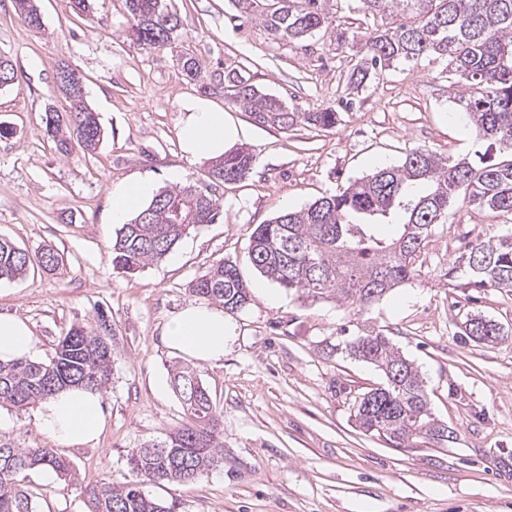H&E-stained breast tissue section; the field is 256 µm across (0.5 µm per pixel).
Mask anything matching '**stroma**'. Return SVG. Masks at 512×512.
Returning <instances> with one entry per match:
<instances>
[{"instance_id":"stroma-1","label":"stroma","mask_w":512,"mask_h":512,"mask_svg":"<svg viewBox=\"0 0 512 512\" xmlns=\"http://www.w3.org/2000/svg\"><path fill=\"white\" fill-rule=\"evenodd\" d=\"M43 26L30 30L0 0V56L13 84L0 88V235L29 254L56 246L64 267L0 281V314L27 321L33 360L52 354L71 326L96 324L105 312L116 330L117 360L104 395L107 425L98 443L59 448L79 481L125 480L126 456L165 437L184 420L170 388L179 357L163 345L167 319L191 301L192 282L218 261L237 265L249 288L264 287L243 311L228 314L235 336L216 365L195 371L224 413V462L191 483L147 485L176 512H512V337L494 346L458 333L466 314L512 328V290L449 287L448 265L468 245L504 233V217L457 202L422 253L418 277L377 303L353 309L335 299L311 302L283 291L250 263V236L284 210H300L349 180L398 163L424 147L443 156L473 152L475 135L460 100L468 86L442 66L400 64L363 83L350 81L372 19L340 10L347 40L320 32L302 44L273 40L258 23L235 17L230 0H172L184 26L175 50L145 49L127 33L125 0H94L77 17L70 0H36ZM205 61L207 77L237 73L290 111L336 108L324 131L256 124L223 89L187 80L181 56ZM81 73L86 101L105 136L96 155H63L43 135L46 109L64 111L60 67ZM204 95L241 131L255 158L252 172L225 185L223 215L184 237L161 262L128 276L112 269L118 230L110 216L114 187L151 176L168 187L208 179V162L192 163L179 143L187 95ZM372 327L390 336L422 377L450 441L428 438L396 448L355 426L351 402L377 387L374 367L337 351L341 329ZM0 443L50 445L33 410L0 411ZM41 512H85L63 480L30 476Z\"/></svg>"}]
</instances>
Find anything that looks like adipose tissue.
<instances>
[{"label":"adipose tissue","mask_w":512,"mask_h":512,"mask_svg":"<svg viewBox=\"0 0 512 512\" xmlns=\"http://www.w3.org/2000/svg\"><path fill=\"white\" fill-rule=\"evenodd\" d=\"M180 109L184 117L179 136L188 159L221 158L238 141L237 128L226 120L223 110L214 107L208 99L186 98ZM154 193L155 184L147 177L132 179L113 189V223H125ZM231 334L222 308L197 301L185 305L161 330L162 341L170 350L199 364L222 361ZM33 350L34 339L28 324L19 317L0 314V361L31 356ZM35 420L61 446L94 445L106 425L103 397L99 392L86 389L61 391L38 405Z\"/></svg>","instance_id":"adipose-tissue-1"}]
</instances>
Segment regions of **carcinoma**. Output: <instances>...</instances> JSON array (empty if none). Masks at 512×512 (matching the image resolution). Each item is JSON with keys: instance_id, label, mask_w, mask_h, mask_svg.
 <instances>
[{"instance_id": "1", "label": "carcinoma", "mask_w": 512, "mask_h": 512, "mask_svg": "<svg viewBox=\"0 0 512 512\" xmlns=\"http://www.w3.org/2000/svg\"><path fill=\"white\" fill-rule=\"evenodd\" d=\"M22 21L39 30L40 12L34 0H14ZM128 33L146 49L175 44L182 21L162 0H125ZM326 0H233L242 16L254 18L277 40L302 42L328 30ZM366 17L392 19L390 26L364 36L362 57L351 79L362 81L370 72L422 58L446 64L448 73L476 87L463 101L478 140L488 151L474 161L468 157H440L412 148L397 165L376 168L336 193L308 207L285 210L257 225L250 237L249 259L262 275L288 293L312 301L334 297L348 307H366L414 279L426 241L445 223L448 206L460 199L476 209L489 210L512 221V0H358ZM186 76L204 80L205 65L195 57L182 63ZM231 98L261 126L290 130L314 126L336 128L338 112H291L273 96L262 95L236 75L224 76ZM44 132L61 154L78 147L97 152L104 130L85 98L70 100V110H48ZM254 155L244 147L211 161L208 181L160 190L118 230L112 241V267L134 275L163 260L189 232L222 217L217 192L246 177ZM397 215L402 233L383 237V220ZM29 252L0 236V280L27 274ZM40 268L55 273L61 264L57 250L43 245ZM450 288H512V232L471 245L449 265ZM193 296L217 302L235 313L251 304L247 284L238 269L219 261L198 277ZM95 328L72 326L59 337L53 354L43 361L18 358L0 361V408L22 411L69 387L106 392L112 376L115 334L100 313ZM463 335L486 344H499L508 333L495 321L470 314L461 323ZM340 349L373 365L384 382L354 401L356 426L403 447L419 438L447 441L454 431L433 416L418 369L380 330L365 328L342 340ZM187 364L172 366L173 388L181 402L184 423L162 440H148L127 457L131 477L114 483L101 479L79 487L87 512H175L145 494L146 483L193 482L224 463L221 438L224 415ZM36 470H51L71 480L69 459L46 446L28 448L0 444V512H40L38 496L26 479Z\"/></svg>"}]
</instances>
